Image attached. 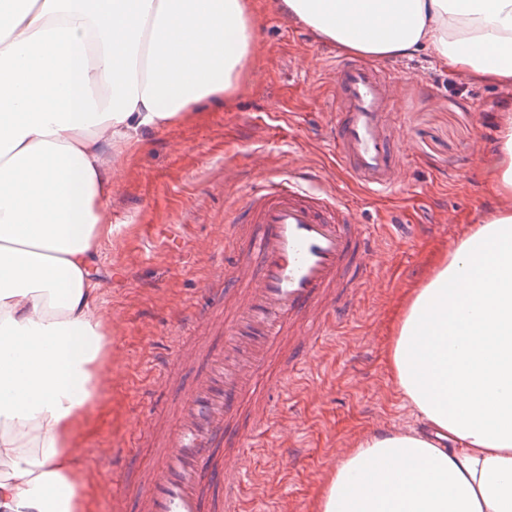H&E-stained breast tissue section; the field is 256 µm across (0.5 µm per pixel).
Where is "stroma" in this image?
I'll list each match as a JSON object with an SVG mask.
<instances>
[{"instance_id": "stroma-1", "label": "stroma", "mask_w": 512, "mask_h": 512, "mask_svg": "<svg viewBox=\"0 0 512 512\" xmlns=\"http://www.w3.org/2000/svg\"><path fill=\"white\" fill-rule=\"evenodd\" d=\"M250 2L257 32L237 85L142 131L133 148L112 157L119 180L112 231L95 264L112 342L73 450L90 482L92 512H108L116 495L136 512L138 481L156 448L136 441L133 429L177 401L174 387L155 395L161 365L175 352L180 313L203 304L205 279L231 260L227 227L258 166L284 178L295 165L347 192L359 223L374 225L382 258L350 322L292 389L275 395L271 423L246 446L256 480L243 488L245 512H315L326 480L361 438L419 427L392 378L394 330L436 260L500 204L492 173L511 86L468 82L456 94L452 72L426 57L386 60L405 79L392 106L404 159L395 192L374 198L337 169L328 149V69L339 47L317 40L277 0ZM107 449L124 485L102 470Z\"/></svg>"}]
</instances>
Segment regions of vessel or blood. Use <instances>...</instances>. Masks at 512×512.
Here are the masks:
<instances>
[{"label":"vessel or blood","mask_w":512,"mask_h":512,"mask_svg":"<svg viewBox=\"0 0 512 512\" xmlns=\"http://www.w3.org/2000/svg\"><path fill=\"white\" fill-rule=\"evenodd\" d=\"M332 147L336 164L374 194L393 191L402 150L389 112L403 80L380 65L337 60ZM231 225V266L203 284L191 319L224 327L218 343L183 337L172 366L198 364L179 396L172 426L137 425L161 453L141 481L138 512H241L251 478L242 441L273 412L271 388L304 371L322 341L355 309L378 252L357 228L344 192L304 189L298 176L261 178Z\"/></svg>","instance_id":"1"}]
</instances>
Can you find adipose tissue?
<instances>
[{"mask_svg": "<svg viewBox=\"0 0 512 512\" xmlns=\"http://www.w3.org/2000/svg\"><path fill=\"white\" fill-rule=\"evenodd\" d=\"M321 39L385 59L423 52L512 86V0H282ZM249 0H0V512H90L69 448L106 331L92 275L109 233L106 149L236 85ZM501 206L406 303L390 355L432 436L373 434L316 512H512V113Z\"/></svg>", "mask_w": 512, "mask_h": 512, "instance_id": "obj_1", "label": "adipose tissue"}]
</instances>
